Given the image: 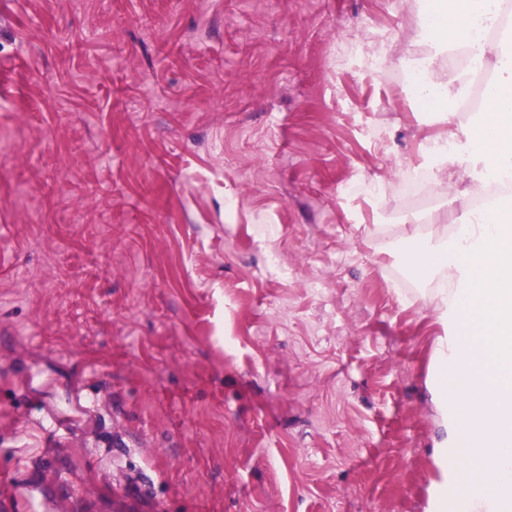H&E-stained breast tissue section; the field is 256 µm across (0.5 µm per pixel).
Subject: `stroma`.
Returning a JSON list of instances; mask_svg holds the SVG:
<instances>
[{"label": "stroma", "instance_id": "35a3bbf8", "mask_svg": "<svg viewBox=\"0 0 512 512\" xmlns=\"http://www.w3.org/2000/svg\"><path fill=\"white\" fill-rule=\"evenodd\" d=\"M430 12L0 0V512H457L432 388L470 316L412 259L478 188L406 184L448 135Z\"/></svg>", "mask_w": 512, "mask_h": 512}]
</instances>
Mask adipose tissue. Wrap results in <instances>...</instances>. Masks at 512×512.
Returning <instances> with one entry per match:
<instances>
[{
	"label": "adipose tissue",
	"mask_w": 512,
	"mask_h": 512,
	"mask_svg": "<svg viewBox=\"0 0 512 512\" xmlns=\"http://www.w3.org/2000/svg\"><path fill=\"white\" fill-rule=\"evenodd\" d=\"M482 5L483 0H437L439 20L427 29L431 53L437 56L466 43L470 18ZM416 90L421 95L438 93L446 102L440 116L448 125V140L434 141L426 147L428 155L440 158L443 173H450L464 162L481 181L490 168L512 169V58L498 62L487 102L466 128L456 125V109L451 105L452 100L465 93L459 74L449 69H431Z\"/></svg>",
	"instance_id": "1"
}]
</instances>
